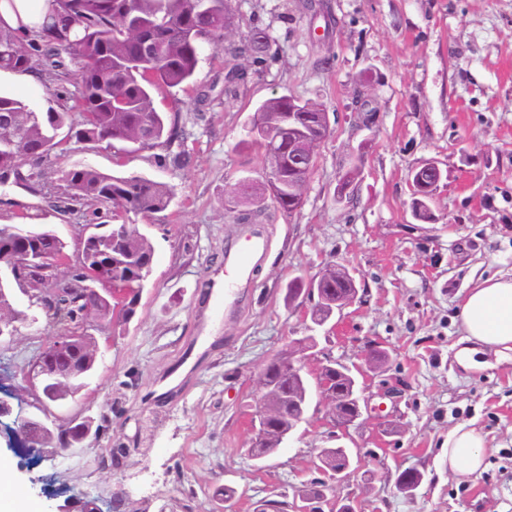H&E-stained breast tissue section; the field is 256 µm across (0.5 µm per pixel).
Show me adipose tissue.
Returning <instances> with one entry per match:
<instances>
[{"mask_svg":"<svg viewBox=\"0 0 512 512\" xmlns=\"http://www.w3.org/2000/svg\"><path fill=\"white\" fill-rule=\"evenodd\" d=\"M48 15L47 0H0V22L27 39ZM466 347L457 353L460 364L481 367V353L494 351L506 358L512 351V276L481 279L460 306ZM485 439L476 429L459 426L448 435V471L458 480L484 468ZM0 512H38L28 488L17 477L13 463L0 457Z\"/></svg>","mask_w":512,"mask_h":512,"instance_id":"1","label":"adipose tissue"}]
</instances>
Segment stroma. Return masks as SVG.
I'll return each mask as SVG.
<instances>
[{"instance_id":"obj_1","label":"stroma","mask_w":512,"mask_h":512,"mask_svg":"<svg viewBox=\"0 0 512 512\" xmlns=\"http://www.w3.org/2000/svg\"><path fill=\"white\" fill-rule=\"evenodd\" d=\"M234 0L237 20L225 47L240 45L254 26L275 45L267 62L239 58L249 74L234 95L224 92V58L203 52L197 94L156 96L159 109L180 111L193 125L194 152L184 169L163 167L152 152L121 159L102 146L76 147L56 159L107 174L140 173L173 185V221L146 227L155 248L151 276L137 313L124 326L75 330L94 337L102 358L75 398L52 403L57 424L93 417L95 448L67 454L62 481L53 460L33 462L0 438L31 495L65 483L68 494L107 501L127 495L140 512H214L220 488L236 491L231 512H254L272 493L294 496L301 484L325 480L313 462L333 446L319 417L302 425L263 461L249 453L255 381L265 361L305 331L284 302V287L329 264L348 270L358 288L336 337L319 347L359 361L367 342H384L389 360L368 390L367 423L350 435L373 478L337 485L356 512H512V363L463 370L455 355L463 332L460 301L479 279L512 274V0ZM335 26H326L325 15ZM291 94L320 102L331 134L293 216L271 204L247 207L245 220L227 201L237 180L258 176L247 148L258 104ZM370 99L373 122L360 109ZM437 161L444 177L434 221L412 215L411 174ZM361 170L352 202L336 199V184L353 164ZM93 215L60 214L23 186L0 184V221L46 224L66 244L82 247ZM259 229L268 245L247 287L215 310L224 295V255L242 234ZM12 307L35 324H18L0 344V386L16 417L35 414L40 392L26 377L50 337L67 333L29 305L20 285ZM406 386L400 401L386 383ZM481 430L490 450L485 470L465 484L449 478L442 446L457 425ZM127 446L120 466L100 462V449ZM415 469L423 484L407 495L396 476Z\"/></svg>"}]
</instances>
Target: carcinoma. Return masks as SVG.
I'll use <instances>...</instances> for the list:
<instances>
[{
	"label": "carcinoma",
	"instance_id": "cac0c4a2",
	"mask_svg": "<svg viewBox=\"0 0 512 512\" xmlns=\"http://www.w3.org/2000/svg\"><path fill=\"white\" fill-rule=\"evenodd\" d=\"M51 21L41 26L27 41L18 39L10 28L0 24V71H43L73 86L62 91L64 103L36 112L21 98L0 92V180L23 183L28 190L53 200L59 213L83 207H109L111 219L122 220L105 233H91L83 243L80 257L70 275L60 279L55 269L32 267L28 274L57 282V291L39 295L30 306L41 308L50 322L66 324L86 317L84 303L72 290L86 286L91 269L104 268L111 285L122 290L118 300H101L92 307L99 324H110L115 315L130 321L136 314L144 282L152 272L154 246L136 224L124 221L129 215L146 220L165 217L175 198V188L142 175L115 176L91 166L53 168V160L66 154L73 145H103L116 155L145 150H160L159 162L185 168L193 156L185 142V123L178 112L156 109L152 91H194L203 45L219 49L236 19L232 0H48ZM271 34L254 28L237 49L255 59L268 54ZM156 51L154 60H142L145 48ZM247 72L232 62L224 67V94L245 85ZM322 105L302 102L297 110L286 95L264 100L252 116L266 130V137L255 140L266 170L270 152L288 158L291 144L319 126ZM24 140L28 151L21 154L15 142ZM316 167L307 170L279 168L277 191L268 197L273 207L285 216L297 212L291 200L292 187L310 179ZM264 180L236 183L233 197L250 204L262 191ZM422 203L415 218L433 220L430 191L421 190ZM65 242L46 226L24 231L15 224H0V267L9 269L22 260V250L48 258L65 256ZM316 289L324 300L355 288V281L331 265L324 268L316 284L302 277L288 282L285 299L301 289ZM72 345L55 349L58 337L47 345L52 350V366L62 377L57 396H75L84 379L98 363V348L93 338L71 336ZM288 348L273 354L259 374L257 384L266 405L273 410L269 421L252 442L254 452L270 456L288 435V419L305 408L301 394L309 381L291 374L287 367Z\"/></svg>",
	"mask_w": 512,
	"mask_h": 512
}]
</instances>
